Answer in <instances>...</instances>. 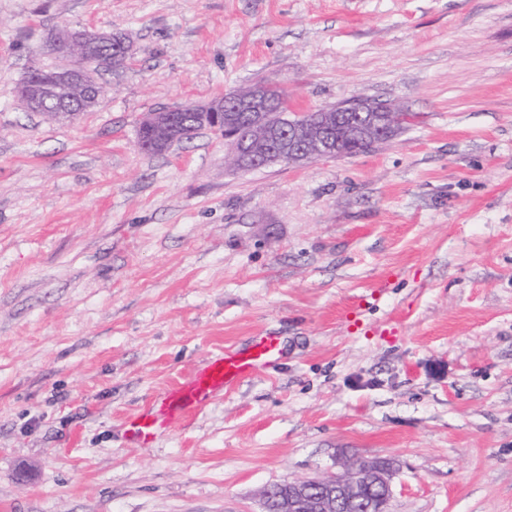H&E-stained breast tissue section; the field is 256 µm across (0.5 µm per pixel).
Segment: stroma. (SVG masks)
I'll return each instance as SVG.
<instances>
[{
	"label": "stroma",
	"instance_id": "1",
	"mask_svg": "<svg viewBox=\"0 0 512 512\" xmlns=\"http://www.w3.org/2000/svg\"><path fill=\"white\" fill-rule=\"evenodd\" d=\"M65 27L131 52L50 123L17 89ZM259 81L416 119L250 172L206 129L139 148L143 113ZM266 332L276 361L125 439ZM374 458L390 512H512V0H0V512H260ZM281 353V338L264 333L255 336L246 351L227 350L213 356L202 368L160 394L144 411L129 418L124 427L127 439L142 447L149 445L160 428L191 421L208 400L275 361Z\"/></svg>",
	"mask_w": 512,
	"mask_h": 512
}]
</instances>
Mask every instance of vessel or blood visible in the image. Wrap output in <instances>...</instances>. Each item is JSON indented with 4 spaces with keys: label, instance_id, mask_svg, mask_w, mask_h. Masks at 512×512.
Returning a JSON list of instances; mask_svg holds the SVG:
<instances>
[{
    "label": "vessel or blood",
    "instance_id": "obj_1",
    "mask_svg": "<svg viewBox=\"0 0 512 512\" xmlns=\"http://www.w3.org/2000/svg\"><path fill=\"white\" fill-rule=\"evenodd\" d=\"M281 353L280 337L264 333L254 337L247 350H228L213 356L202 368L160 394L144 411L129 418L125 425L127 439L142 447L149 445L159 429L191 421L208 400L275 361Z\"/></svg>",
    "mask_w": 512,
    "mask_h": 512
}]
</instances>
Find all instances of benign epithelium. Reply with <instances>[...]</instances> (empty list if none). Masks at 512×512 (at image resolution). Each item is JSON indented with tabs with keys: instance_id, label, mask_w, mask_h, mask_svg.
I'll return each instance as SVG.
<instances>
[{
	"instance_id": "obj_1",
	"label": "benign epithelium",
	"mask_w": 512,
	"mask_h": 512,
	"mask_svg": "<svg viewBox=\"0 0 512 512\" xmlns=\"http://www.w3.org/2000/svg\"><path fill=\"white\" fill-rule=\"evenodd\" d=\"M85 42L77 30L65 29L57 40V52L72 58H82L79 43ZM54 83L59 96L56 99L55 118L69 117L76 112L71 91L83 92L81 108L92 105L94 81L79 67H68L56 72ZM268 101L263 89L257 87L244 99L229 95L221 100L196 104L211 129L224 135V147L228 155L237 160L235 169L248 172L263 168L258 159L248 151L246 140L226 120V112H265ZM382 102L374 99H352L333 108L335 112H358V123L354 134L358 137L372 132L373 141L384 138L381 126L375 123L372 113L381 111ZM140 125L161 133L166 140L179 137V109L165 108L145 113ZM281 128L288 130V157L297 162H309L335 158L336 148L327 130L312 126L306 112H279L266 126L265 132L274 135ZM398 467L392 459L361 461L347 472L330 478L307 479L279 482L267 486L262 494V512H272L273 501H279V512H387V505L393 495V483Z\"/></svg>"
}]
</instances>
